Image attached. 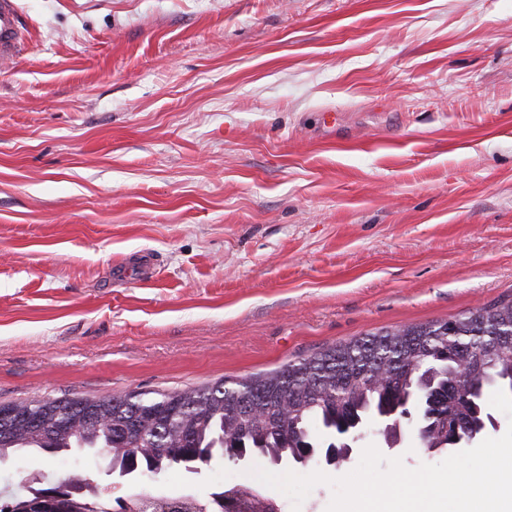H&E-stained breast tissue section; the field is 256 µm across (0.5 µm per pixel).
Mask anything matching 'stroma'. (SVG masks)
Here are the masks:
<instances>
[{"label": "stroma", "instance_id": "stroma-1", "mask_svg": "<svg viewBox=\"0 0 512 512\" xmlns=\"http://www.w3.org/2000/svg\"><path fill=\"white\" fill-rule=\"evenodd\" d=\"M17 5L0 402L243 378L512 295V0ZM33 467L70 470L15 456L0 488ZM249 467L137 487H258Z\"/></svg>", "mask_w": 512, "mask_h": 512}]
</instances>
